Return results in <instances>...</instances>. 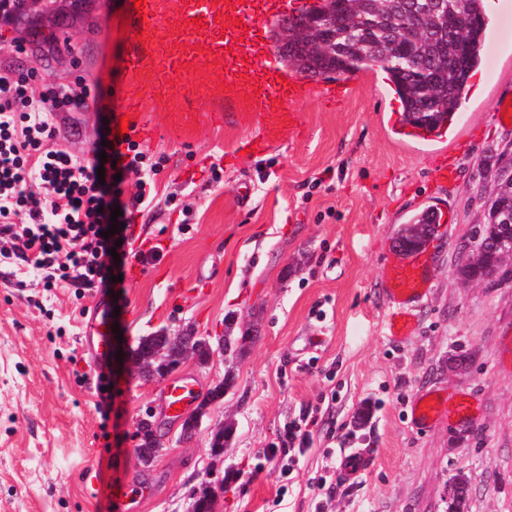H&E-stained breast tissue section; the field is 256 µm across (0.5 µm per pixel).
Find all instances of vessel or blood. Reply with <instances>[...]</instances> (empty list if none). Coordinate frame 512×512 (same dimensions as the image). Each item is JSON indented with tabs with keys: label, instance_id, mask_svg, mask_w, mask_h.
<instances>
[{
	"label": "vessel or blood",
	"instance_id": "b4317fda",
	"mask_svg": "<svg viewBox=\"0 0 512 512\" xmlns=\"http://www.w3.org/2000/svg\"><path fill=\"white\" fill-rule=\"evenodd\" d=\"M272 6V0H143L141 16L132 20L133 31L141 39L129 59L128 79L121 87L106 91L108 97L125 100L131 112L129 130L141 128L144 120L143 114L136 110L139 92L149 89L163 99L172 80H180L190 89L217 72L222 76L220 85L214 86L198 111L183 113L180 127L183 135H190L198 123L223 120V109L229 106L234 110L235 123L255 124L261 129L259 138L246 143L251 151H263L284 138L298 137L302 123L292 105L308 94L303 79L284 77L278 57L265 58L256 68L231 52L240 41L255 38L259 16ZM199 30L207 33L205 42L195 39L194 34ZM459 121V115H452L446 125L432 131L402 123L397 132L401 137L435 146L454 136ZM57 124L67 144L74 147L81 143L85 129L83 113H58ZM429 282L426 265L419 260L390 269L384 288L389 307L385 320L388 335L413 333L411 306L427 293ZM111 309V295L99 293L84 332L91 366L96 370L110 361ZM192 399V390L184 382L175 381L164 388L166 408L189 407ZM469 414L470 406L464 401L451 409L436 402L423 405L416 401L411 405L413 422L424 428L453 415L465 418ZM105 489L108 497L116 500L131 501L140 494L139 486L129 478L107 482Z\"/></svg>",
	"mask_w": 512,
	"mask_h": 512
}]
</instances>
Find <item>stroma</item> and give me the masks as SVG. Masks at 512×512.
Masks as SVG:
<instances>
[{
  "label": "stroma",
  "instance_id": "stroma-1",
  "mask_svg": "<svg viewBox=\"0 0 512 512\" xmlns=\"http://www.w3.org/2000/svg\"><path fill=\"white\" fill-rule=\"evenodd\" d=\"M28 41L0 67L33 72L39 85L122 84L133 48L128 0H42L0 43ZM482 65L462 95L460 136L449 156L465 161L453 184H437L435 157L399 141L388 121L400 111L381 70L357 74L344 100L331 80L308 79L295 104L305 133L259 155L241 153L255 136L231 121L179 137L177 112L197 101L180 83L169 90L172 117L142 94L147 133L133 141L168 161L155 178V207L135 213L150 264L129 262L114 321L122 347L159 330L191 326L219 338L252 337L242 353L215 352L172 371L195 402L232 373L234 386L209 406L191 439L162 402L166 380H143L110 361L121 408L116 422L97 409V380L82 328L95 291L44 290L34 275L16 287L0 266V512H190L203 484L217 485L215 512H448V485L469 481L468 512H512V262L497 283L458 276L460 248L487 221L488 199L512 174V126L494 112L512 96V0H497ZM220 181H213V172ZM250 182L251 199L236 190ZM175 195V204L165 201ZM431 206L449 214L425 247L431 286L414 309L408 337L387 336L386 269L404 262L401 224ZM320 334L318 347L306 343ZM468 394L475 418L418 428L417 395ZM329 398V420L310 449L281 476L264 451L282 447L290 422ZM151 412L164 448L149 469L134 464L137 419ZM233 423L223 460L209 453L214 431ZM372 456L370 471L345 474L349 456ZM129 459L140 498L119 505L85 493L86 475L109 480V463Z\"/></svg>",
  "mask_w": 512,
  "mask_h": 512
}]
</instances>
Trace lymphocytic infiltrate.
<instances>
[{"instance_id":"lymphocytic-infiltrate-1","label":"lymphocytic infiltrate","mask_w":512,"mask_h":512,"mask_svg":"<svg viewBox=\"0 0 512 512\" xmlns=\"http://www.w3.org/2000/svg\"><path fill=\"white\" fill-rule=\"evenodd\" d=\"M90 98L84 85L40 88L0 69V265L33 269L47 288L97 286L117 302L127 262L158 257L133 249L126 227L152 203L166 159L128 137L106 140L103 155L88 159L56 148L55 113L87 111ZM114 222L120 233H110Z\"/></svg>"}]
</instances>
